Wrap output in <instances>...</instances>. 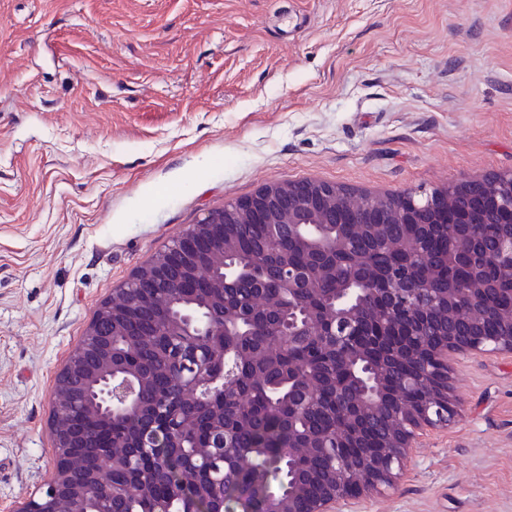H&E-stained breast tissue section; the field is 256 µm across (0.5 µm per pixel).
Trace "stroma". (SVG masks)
<instances>
[{
	"mask_svg": "<svg viewBox=\"0 0 512 512\" xmlns=\"http://www.w3.org/2000/svg\"><path fill=\"white\" fill-rule=\"evenodd\" d=\"M512 171V0H0V512L52 472L56 374L165 244L273 182ZM343 512H512V353Z\"/></svg>",
	"mask_w": 512,
	"mask_h": 512,
	"instance_id": "stroma-1",
	"label": "stroma"
}]
</instances>
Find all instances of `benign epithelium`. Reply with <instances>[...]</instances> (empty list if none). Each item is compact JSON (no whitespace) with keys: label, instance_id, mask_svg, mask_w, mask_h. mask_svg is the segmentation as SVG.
Here are the masks:
<instances>
[{"label":"benign epithelium","instance_id":"1","mask_svg":"<svg viewBox=\"0 0 512 512\" xmlns=\"http://www.w3.org/2000/svg\"><path fill=\"white\" fill-rule=\"evenodd\" d=\"M268 226L267 246L282 253L290 241L304 238L308 227L318 236L305 238L318 258L349 250V243L336 236L322 235L329 224H367L389 251L414 263L421 259L417 241L431 224H456L458 231L448 237V249L464 259L471 243L487 232L489 224H512V173L469 178L457 185L430 192L405 190L393 194L358 193L342 186L300 180L263 186L254 195L224 204L208 212L180 236L170 241L146 266L134 271L118 293L117 304L104 303L90 323L82 342L57 375L53 389L55 403V468L43 489L24 500L16 512H123L113 502L137 491L112 485V467L123 463L133 469L134 456L126 451L100 450L90 430L68 418L66 408L75 407L90 419L113 420L150 407L145 399L142 375L126 368L123 352L115 348L116 336H131L136 325L149 313L145 300L165 291L169 298L186 297L202 307L217 311L224 335L232 334L242 317V309L224 305V288L251 273L252 266L236 261L243 251L237 226ZM398 224L402 233L391 227ZM486 260L499 270L500 279L512 286V237L499 240L487 251ZM341 276L339 268L318 261L305 267L285 265L277 284L288 288L295 306L288 310V335L304 336L317 330L316 310L306 301L315 294L326 275ZM392 287L380 288L376 280L358 283L357 297L349 290L325 303L326 327L338 338L353 336L363 327L362 308L376 295L425 319L438 310L447 324V334L435 343L415 341L406 345L405 356L418 366L414 382L425 389L416 400L402 385L395 393L378 392L375 377L385 372L387 362L367 366L364 376L349 389L336 388V411L357 430H381L378 446L365 449L356 460L339 455L330 458L322 471L309 472L288 488V505L275 512H297V504L307 512H339L337 505L357 498L380 485L389 486L394 469L401 465L415 432L424 426L447 423L457 414V402L449 384L448 353L475 354L512 352V309L490 312L477 304L485 286L469 279L459 292L435 287L431 282L418 286L402 271L390 272ZM496 320L499 331H484L488 320ZM168 333L178 336H211L216 323L199 324L189 311L168 315ZM145 448L184 447L180 438L157 432L143 439Z\"/></svg>","mask_w":512,"mask_h":512}]
</instances>
